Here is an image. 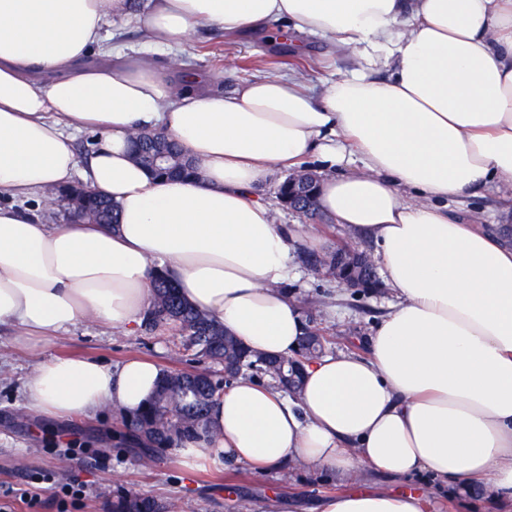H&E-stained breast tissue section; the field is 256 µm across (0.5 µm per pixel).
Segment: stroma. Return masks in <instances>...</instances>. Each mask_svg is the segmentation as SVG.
I'll return each instance as SVG.
<instances>
[{"mask_svg":"<svg viewBox=\"0 0 512 512\" xmlns=\"http://www.w3.org/2000/svg\"><path fill=\"white\" fill-rule=\"evenodd\" d=\"M146 0H133L129 15L103 30L113 56L142 58L159 72L177 79L193 73L209 78L212 88L230 95L245 81L258 78L301 76L310 86L343 76L353 66L348 52L310 34L298 43L271 41L264 30H251L234 38L213 26L196 27L188 43L165 47L151 42L144 28ZM276 174L261 187L259 196L275 205L277 221L300 224L318 234L320 250L342 245L370 253L373 244L354 237L327 213L308 220L277 204ZM452 211L478 216L481 223L503 230L512 225V200L495 191H478L451 200ZM288 288L296 296L325 300L318 321L329 340L328 354L364 353V336L396 302L388 286L353 292L336 282L316 277L298 267ZM147 358L164 369H195L196 363L171 333L127 334L92 321L77 324L48 346L27 344L18 329L0 330V490L11 487L40 497V512H112V497L123 489L167 502L171 512H309L323 497L358 488L407 490L421 494L429 512H494L488 500L468 497L428 475L406 477L363 472L342 479L327 470L291 463L263 473L245 464L188 463L179 452L159 454L150 467L139 465L138 449L121 441L123 418L104 406L79 420L58 422L34 412L24 398V387L34 368L55 358H85L112 365L130 358ZM82 484L85 496L59 501L57 485Z\"/></svg>","mask_w":512,"mask_h":512,"instance_id":"stroma-1","label":"stroma"}]
</instances>
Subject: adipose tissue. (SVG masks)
Here are the masks:
<instances>
[{
	"label": "adipose tissue",
	"mask_w": 512,
	"mask_h": 512,
	"mask_svg": "<svg viewBox=\"0 0 512 512\" xmlns=\"http://www.w3.org/2000/svg\"><path fill=\"white\" fill-rule=\"evenodd\" d=\"M128 0H0V325L50 344L84 320L132 332L166 266L179 293L257 354L292 355L307 321L281 288L300 226L256 194L316 160L318 203L374 242L397 302L367 354L311 360L296 399L241 378L212 407L215 442L188 456L272 471L285 463L349 477L424 472L484 487L512 512V247L445 199L512 189V0H148L147 31L180 45L200 25L232 35L277 21L348 51V75L242 83L232 95L143 59L85 65ZM175 137L197 180L131 159L141 127ZM101 143L79 162L73 132ZM363 168L346 170L350 156ZM120 222L49 224L20 208L73 178ZM155 363L51 359L26 383L52 419L108 405L142 410ZM409 492L360 490L321 512H425Z\"/></svg>",
	"instance_id": "adipose-tissue-1"
}]
</instances>
